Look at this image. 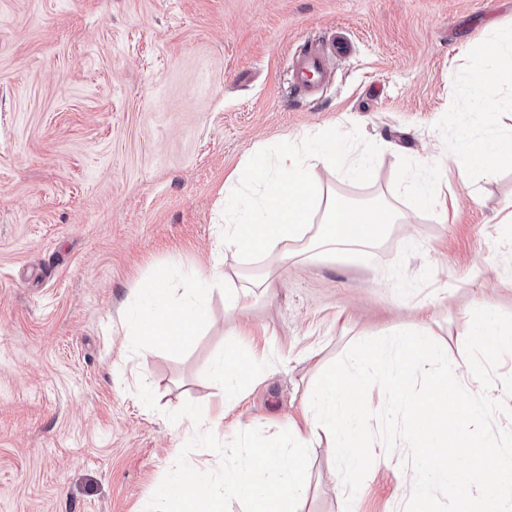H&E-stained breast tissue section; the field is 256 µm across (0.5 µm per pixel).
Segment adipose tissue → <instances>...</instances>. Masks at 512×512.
<instances>
[{"mask_svg":"<svg viewBox=\"0 0 512 512\" xmlns=\"http://www.w3.org/2000/svg\"><path fill=\"white\" fill-rule=\"evenodd\" d=\"M492 55L493 62L475 69L469 82V94L478 107L476 118L482 123L491 118L488 107L498 90L512 87V66L497 62L498 57L512 56V32L501 33ZM458 144L455 162L460 170L489 175L512 165V131L478 137L464 130ZM367 164L366 154H352L330 128L323 129L316 138L289 144L280 153L275 171L261 165L252 167L250 176L262 188L259 204L225 212V251L285 265L307 252H357L382 244L401 223V211L383 203L353 204L314 178L321 167L362 176ZM220 275L216 267L207 274L196 273L198 289L191 299L177 306L170 303V290L163 280H148L134 290L136 302L146 304L148 311L130 318L127 326L131 335L139 337L143 355L159 348L181 349L193 341L206 319L205 284L208 278ZM266 372L263 358L244 355L236 343L225 342L224 353L213 368L215 380L224 386L223 395L205 411L180 416L178 426L198 437L214 433L224 420L225 406L236 399L241 380H255Z\"/></svg>","mask_w":512,"mask_h":512,"instance_id":"ef3b65f1","label":"adipose tissue"}]
</instances>
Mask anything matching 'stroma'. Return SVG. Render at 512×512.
Returning <instances> with one entry per match:
<instances>
[{
	"mask_svg": "<svg viewBox=\"0 0 512 512\" xmlns=\"http://www.w3.org/2000/svg\"><path fill=\"white\" fill-rule=\"evenodd\" d=\"M512 29V0H0V512H144L185 435L172 418L221 391L225 339L267 353L224 415L273 436L301 415L314 374L361 340L431 322L463 368L468 312L512 314V167L459 177L472 125V59ZM345 39L332 83L290 97L302 42ZM334 127L371 153L366 178L320 170L355 203L405 212L413 254L389 237L375 258L339 253L272 266L241 314L225 296L262 262L222 253L225 199L243 163ZM473 126V125H472ZM442 174L446 207L414 210L402 176ZM223 261L208 320L183 350L137 354L119 331L131 290ZM406 455L382 454L356 496L328 442L310 451L302 512H396Z\"/></svg>",
	"mask_w": 512,
	"mask_h": 512,
	"instance_id": "35a3bbf8",
	"label": "stroma"
}]
</instances>
